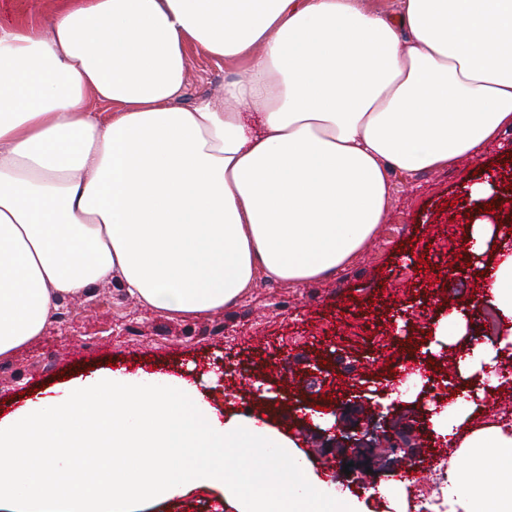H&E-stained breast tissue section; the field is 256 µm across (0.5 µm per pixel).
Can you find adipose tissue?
Wrapping results in <instances>:
<instances>
[{
    "mask_svg": "<svg viewBox=\"0 0 512 512\" xmlns=\"http://www.w3.org/2000/svg\"><path fill=\"white\" fill-rule=\"evenodd\" d=\"M56 2L0 22V359L112 279L186 318L259 271L331 276L382 224L391 171L479 160L512 126V0ZM195 51L240 76L182 107ZM468 234L502 329L461 350L431 421L459 454L450 512H512V416L475 400L512 349V244ZM196 488L234 512H367L266 419L173 376L108 371L0 418L10 512H140Z\"/></svg>",
    "mask_w": 512,
    "mask_h": 512,
    "instance_id": "obj_1",
    "label": "adipose tissue"
}]
</instances>
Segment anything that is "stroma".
Segmentation results:
<instances>
[{
  "instance_id": "stroma-1",
  "label": "stroma",
  "mask_w": 512,
  "mask_h": 512,
  "mask_svg": "<svg viewBox=\"0 0 512 512\" xmlns=\"http://www.w3.org/2000/svg\"><path fill=\"white\" fill-rule=\"evenodd\" d=\"M236 69L202 53L191 56L180 105L221 92ZM481 164L461 159L409 177L391 175L383 224L336 275L303 284L257 276L234 305L202 317L168 319L142 306L119 281L63 300L58 318L32 344L0 359V417L27 394L110 369L187 379L222 410H255L254 381L242 368L268 370L288 389L320 393L305 377L319 355L336 351V387L358 386L390 404L398 361L426 351L423 342L446 317L480 295L464 255L473 205L466 188L493 187L492 208L512 209V127L482 149ZM428 269H420L419 257ZM142 512H232L217 491L196 490L149 502Z\"/></svg>"
}]
</instances>
